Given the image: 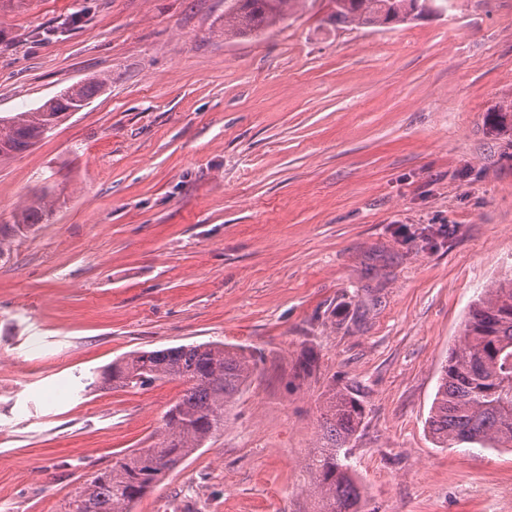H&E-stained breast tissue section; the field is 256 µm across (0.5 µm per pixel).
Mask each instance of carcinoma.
I'll use <instances>...</instances> for the list:
<instances>
[{
    "mask_svg": "<svg viewBox=\"0 0 512 512\" xmlns=\"http://www.w3.org/2000/svg\"><path fill=\"white\" fill-rule=\"evenodd\" d=\"M300 0H224V35L246 36L285 20ZM425 0H331L326 22L338 28L393 29L431 13ZM105 80L91 79L64 88L54 111L38 107L0 116V159L35 146L51 130L56 111L80 107L97 95ZM55 204L45 192L0 224V259L10 244L48 221ZM256 368L244 347L211 341L160 350L134 351L112 362L91 386L143 388L159 380L184 386L163 417L160 441L133 452L97 472L77 491L67 512H132L135 503L165 474L224 431V414ZM363 416L359 388L346 384L325 398L323 441L312 466L320 494V512H361L362 493L347 463V448ZM433 439L481 448L512 447V278L489 289L475 302L461 326L459 345L442 366L427 419Z\"/></svg>",
    "mask_w": 512,
    "mask_h": 512,
    "instance_id": "obj_1",
    "label": "carcinoma"
}]
</instances>
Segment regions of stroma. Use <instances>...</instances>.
<instances>
[{
  "mask_svg": "<svg viewBox=\"0 0 512 512\" xmlns=\"http://www.w3.org/2000/svg\"><path fill=\"white\" fill-rule=\"evenodd\" d=\"M327 13L228 40L224 0H0V115L105 82L0 161V224L62 192L0 260V512H65L183 389L87 379L209 341L257 370L132 512H319L320 408L350 383L363 512H512V450L426 425L471 305L512 276V0L387 31ZM103 79H91L82 84H75L69 87L64 88L59 92L57 97L56 106L53 108L54 111L58 110H67L72 107H77L74 109H69L66 113L59 114L61 116L60 119L54 122L55 125L59 124L63 120L66 119V116L70 114V112H79L83 108L80 106H84L88 104V101L97 95L100 90L104 87ZM84 103V105H82Z\"/></svg>",
  "mask_w": 512,
  "mask_h": 512,
  "instance_id": "1",
  "label": "stroma"
}]
</instances>
